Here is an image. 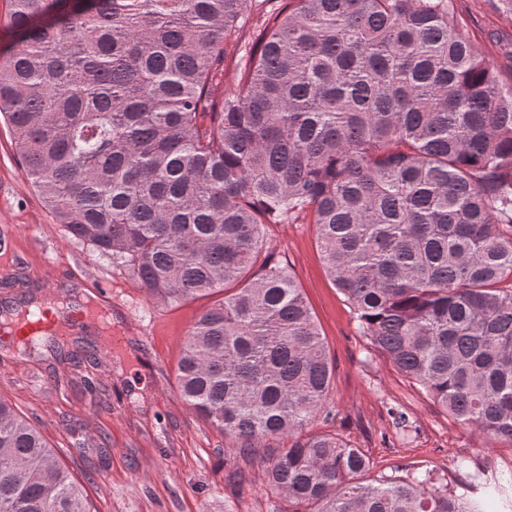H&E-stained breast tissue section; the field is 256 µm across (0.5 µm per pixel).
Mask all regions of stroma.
Here are the masks:
<instances>
[{"mask_svg": "<svg viewBox=\"0 0 512 512\" xmlns=\"http://www.w3.org/2000/svg\"><path fill=\"white\" fill-rule=\"evenodd\" d=\"M466 33L496 65L512 74V18L489 0H454ZM267 242L274 260L288 264L314 312L334 363L336 415L315 430L341 434L362 448L377 475L411 468L436 470L443 482H463L448 460L476 456L480 465L512 466V448L476 453L475 439L448 419L384 357L370 351L355 329L343 294L326 276L310 224H271ZM55 286L80 305L102 284L112 293L106 317L113 335H126L111 366L98 367L105 393H90L76 355L93 336L74 328L67 356L47 351L26 356L0 341V398L37 426L84 488L93 512H279L282 501L262 489L261 463L237 488L224 478L228 442L176 395V366L192 323L208 299L160 304L131 271L73 240L23 175L10 131L0 122V269L10 287L0 300L40 287L45 265ZM405 408L409 435L396 434L388 408Z\"/></svg>", "mask_w": 512, "mask_h": 512, "instance_id": "stroma-1", "label": "stroma"}]
</instances>
